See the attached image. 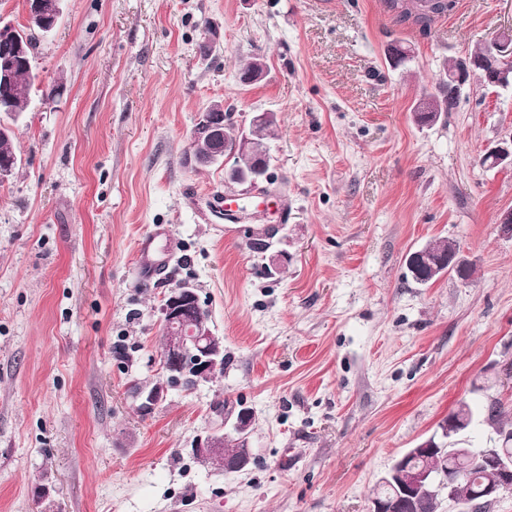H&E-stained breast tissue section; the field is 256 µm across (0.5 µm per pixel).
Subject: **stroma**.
Returning a JSON list of instances; mask_svg holds the SVG:
<instances>
[{"label": "stroma", "instance_id": "35a3bbf8", "mask_svg": "<svg viewBox=\"0 0 512 512\" xmlns=\"http://www.w3.org/2000/svg\"><path fill=\"white\" fill-rule=\"evenodd\" d=\"M510 29L512 0H456L425 34L382 0H63L0 183V512H367L460 402L498 400L511 425L512 171L480 158L512 134V93L476 84L436 125L412 119ZM216 101L238 128L275 114L267 181L185 164ZM228 196L252 198L247 221L220 214ZM434 239L470 279L412 280L406 254ZM184 283L230 362L144 414L132 387L162 381L160 308ZM221 402L255 413L246 471L186 452Z\"/></svg>", "mask_w": 512, "mask_h": 512}]
</instances>
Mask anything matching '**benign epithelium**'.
Here are the masks:
<instances>
[{
  "instance_id": "obj_1",
  "label": "benign epithelium",
  "mask_w": 512,
  "mask_h": 512,
  "mask_svg": "<svg viewBox=\"0 0 512 512\" xmlns=\"http://www.w3.org/2000/svg\"><path fill=\"white\" fill-rule=\"evenodd\" d=\"M28 23L42 33L50 32L61 14V0H27ZM28 43L23 41L12 26L0 24V109L25 111L31 99L18 95L14 84L15 69L27 62ZM266 71L263 59H254V67L239 75V81L249 86L260 81ZM479 82L485 87L512 89V30L497 33L486 42L481 51L467 53L453 60L444 80L436 92L423 95L413 113L420 126H430L437 121L438 114L428 110L441 101H457L462 91ZM224 103L215 102L201 112L191 135V145L185 154V163L194 169L221 165L225 182L229 184L255 186L267 179L269 149L253 139L248 131L240 130L236 146L228 153L219 150L224 140ZM481 161L489 169L512 171V133L484 149ZM163 339L161 363L169 376L168 383L179 382L188 377L199 384L208 382L222 369L224 354L213 344V334L203 316V308L197 292L185 285L168 291L161 311ZM164 388L160 385L145 387L138 392L139 409L151 411L161 398ZM469 422L460 413L442 423L440 438L420 441L394 460L378 482L393 489L395 498L371 497L368 512H395L401 504H407L413 512H428V502L421 497L423 484L436 481V476L427 470H413L411 459H439L453 457L464 467L485 471L487 481L474 492L457 477L438 483V488L447 490L448 500L467 509L474 507L476 500H492L512 487V456L500 453L498 436L495 445L489 448L456 447L447 445V436L462 430ZM196 458L204 461L214 457L224 458V470L240 472L254 463L251 449H245L236 457H224V434L217 431L195 437L192 448Z\"/></svg>"
}]
</instances>
